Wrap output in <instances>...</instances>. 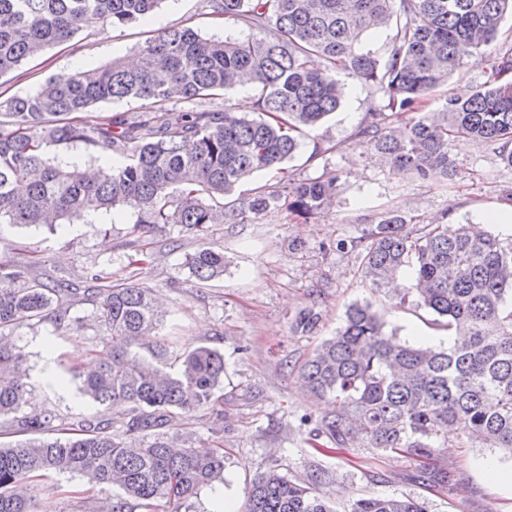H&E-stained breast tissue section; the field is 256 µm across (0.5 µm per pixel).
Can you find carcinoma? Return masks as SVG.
<instances>
[{
    "label": "carcinoma",
    "mask_w": 512,
    "mask_h": 512,
    "mask_svg": "<svg viewBox=\"0 0 512 512\" xmlns=\"http://www.w3.org/2000/svg\"><path fill=\"white\" fill-rule=\"evenodd\" d=\"M162 0H0V77L47 47L100 23L125 26ZM213 14L235 17L258 34L206 39L170 28L139 49L135 67L114 61L51 78L34 92L0 102V223L53 226L129 207L133 230L178 224L204 236L215 224H240L288 198L305 219L333 205L338 176L285 191L264 185L229 208L224 196L257 173L279 168L298 152L304 130L319 126L344 95L337 75L355 76L382 94L386 107L413 116L397 127L376 119L357 137L384 164L425 180L454 173L450 142L498 145L512 167V49L492 55L488 82L450 94L439 112H421L461 61L488 51L512 0H205ZM394 24L386 60L361 51L363 35ZM259 86L255 116L193 108L172 125L162 106L200 103L245 84ZM136 98L150 111L115 114L96 124L68 115L109 100ZM79 144L101 164L81 169L51 159L50 145ZM361 272L369 286L389 290L405 268L414 285L399 304L414 302L445 320L446 347L408 345L385 331L370 303L346 311L343 327L301 367L309 390L332 400L330 415L309 427L311 440L333 450L361 442L395 453L428 455L448 437L512 455V242L472 224H410L390 212L361 241ZM206 283L224 276V252L202 246L186 257ZM29 267L0 262V421L31 438L0 448V512H36L28 493L39 473H77L90 484L120 490L111 512L130 504L144 512H180L205 486L224 481L221 448L175 447L176 421L200 410L221 418L224 354L197 346L168 371L132 353L162 325L154 289L133 282L89 280L84 290L101 333L94 370L78 372L77 391L96 413L74 436L41 440L52 418L28 409L25 359L10 342L26 322L53 312L58 334L79 320L61 297L73 293L37 278ZM321 314L300 311L294 329L314 333ZM126 430L113 429L114 417ZM321 472L302 484L277 471L253 481L244 512H337L317 492ZM346 512H424L414 500L367 496Z\"/></svg>",
    "instance_id": "cac0c4a2"
}]
</instances>
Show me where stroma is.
<instances>
[{"mask_svg": "<svg viewBox=\"0 0 512 512\" xmlns=\"http://www.w3.org/2000/svg\"><path fill=\"white\" fill-rule=\"evenodd\" d=\"M182 26L210 39L249 33L242 22L209 15L202 0H161L142 21L122 27L104 23L79 31L65 45L21 64L0 79V96L24 95L52 77L97 69L115 60L130 61L146 39ZM489 74L488 54L475 61L464 58L447 86L424 101L423 111H440L446 95L477 89ZM345 84L340 108L308 132L283 170L256 174L240 188L246 194L264 184H298L334 175L337 202L327 213L306 221L282 206L241 224L215 225L202 238L174 224L134 231V211L119 207L78 225L0 224V257L30 266L39 280L59 285L78 284L98 274L153 288L163 302L165 317L160 335L136 346L142 358L152 359L162 346L170 362L200 345L223 352L222 419L202 410L177 430L181 439L223 448L226 481L202 489L189 502L188 512H216L217 500L223 496L244 505L253 479L266 471L301 481L317 469L326 473L318 492L338 512H345L349 501L372 495L410 498L423 503L427 512H512V488L492 487L483 480L482 466L490 461L512 471V459L496 449L452 437L447 447L428 458L364 446L325 454L299 427L300 417L318 420L328 411L325 400L304 387L301 366L322 340L342 326L351 304L371 302L400 342L447 343L448 332L436 315L410 305L397 306L395 297L369 288L361 276L354 242L391 210L416 224L441 217L450 225L478 224L487 210L504 203L505 191L512 190V167L501 161L495 147L466 139L451 145L454 177L420 180L390 169L356 133L370 113H382L391 126L406 121V114L385 110L381 95L371 93L358 78L346 77ZM320 143L330 149L314 155ZM340 240L348 241V249L333 251L332 243ZM296 241L301 244L297 250L292 247ZM203 245L223 250L228 261L223 278L205 286L198 285L185 264L187 255ZM312 306L322 315L318 331L296 333L294 316ZM70 313L82 318L83 324L69 334H55L48 318L22 325L13 334L26 359L32 404L54 414L45 431L49 438L58 437L62 429L92 411L74 385L46 386L48 368L67 375L96 356L99 332L91 304L74 299ZM441 469L452 476L448 485L418 478L420 472ZM39 483V512H99L101 503L116 495L112 486L88 485L77 474H53Z\"/></svg>", "mask_w": 512, "mask_h": 512, "instance_id": "1", "label": "stroma"}]
</instances>
